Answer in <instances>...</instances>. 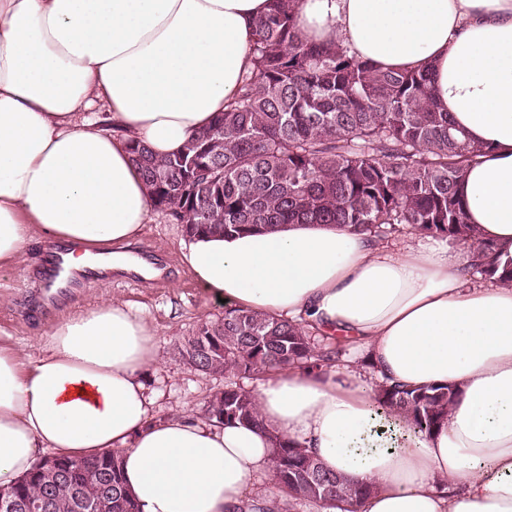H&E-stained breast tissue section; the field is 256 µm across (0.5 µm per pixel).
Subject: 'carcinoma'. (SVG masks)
Here are the masks:
<instances>
[{"label":"carcinoma","mask_w":512,"mask_h":512,"mask_svg":"<svg viewBox=\"0 0 512 512\" xmlns=\"http://www.w3.org/2000/svg\"><path fill=\"white\" fill-rule=\"evenodd\" d=\"M299 0H271L254 25L252 66L235 97L181 152L156 159L131 140L153 209L185 225L189 238L249 233L279 224H338L381 244L408 225L433 237L474 240L460 194L471 145L437 110L426 70L378 71L342 48L302 38ZM482 273L512 283L496 248L477 242ZM336 336L317 345L306 323L228 308L202 322L179 347L185 363L222 374L224 390L204 417L224 425H260L256 393L236 379L302 366L322 371L345 351ZM457 396L450 385L407 389L382 382L376 408L403 416L428 433ZM69 478L30 471L0 500L49 498L53 512H141L126 488L119 450L89 459L60 458ZM271 481L279 495L260 512H294L305 500L328 510L353 506L374 492L322 468L299 443L275 438Z\"/></svg>","instance_id":"cac0c4a2"}]
</instances>
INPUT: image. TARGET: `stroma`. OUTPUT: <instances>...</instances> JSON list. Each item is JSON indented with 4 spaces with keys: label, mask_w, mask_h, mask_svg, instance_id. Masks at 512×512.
<instances>
[{
    "label": "stroma",
    "mask_w": 512,
    "mask_h": 512,
    "mask_svg": "<svg viewBox=\"0 0 512 512\" xmlns=\"http://www.w3.org/2000/svg\"><path fill=\"white\" fill-rule=\"evenodd\" d=\"M189 245L180 224L152 213L127 251L164 268L162 277L147 280L116 271L111 278L88 282L50 317L27 318L23 312L42 286L39 274L46 252L40 244L31 245L24 263L13 274L0 275V347L27 361L37 359L55 322L106 300L121 302L144 317L156 334L160 361L145 373V383L155 399L153 417L202 415L205 402L223 390L225 379L192 370L178 346L195 334L200 323L223 316L224 307L210 299L185 262Z\"/></svg>",
    "instance_id": "1"
}]
</instances>
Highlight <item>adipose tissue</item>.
Here are the masks:
<instances>
[{"label": "adipose tissue", "instance_id": "ef3b65f1", "mask_svg": "<svg viewBox=\"0 0 512 512\" xmlns=\"http://www.w3.org/2000/svg\"><path fill=\"white\" fill-rule=\"evenodd\" d=\"M269 0H0V273L33 241L71 265L123 253L150 220L128 150L179 151L235 95ZM307 41L375 69L427 70L436 103L484 152L461 192L466 224L512 264V0H300ZM110 113L111 128L92 115ZM185 259L227 307L346 336L366 365L279 370L257 390L259 426L152 419L142 381L159 361L149 323L116 301L56 324L22 365L0 348V488L49 450L123 453L142 512H254L273 438L374 485L360 512H512V286L476 273V247L414 237L388 248L334 224L193 240ZM448 384L427 434L377 412L379 381Z\"/></svg>", "mask_w": 512, "mask_h": 512}]
</instances>
